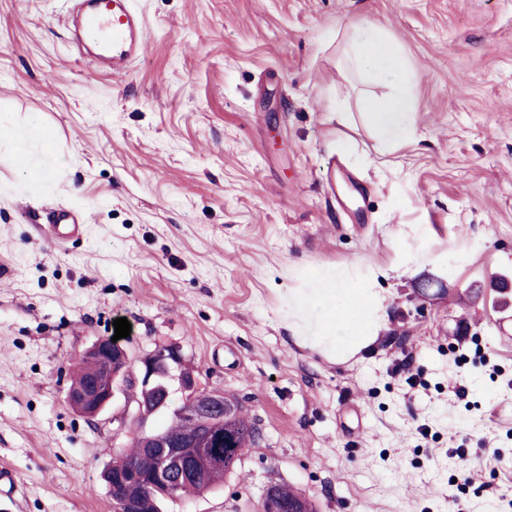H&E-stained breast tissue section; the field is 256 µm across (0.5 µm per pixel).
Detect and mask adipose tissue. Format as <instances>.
Instances as JSON below:
<instances>
[{
  "label": "adipose tissue",
  "mask_w": 512,
  "mask_h": 512,
  "mask_svg": "<svg viewBox=\"0 0 512 512\" xmlns=\"http://www.w3.org/2000/svg\"><path fill=\"white\" fill-rule=\"evenodd\" d=\"M350 61L354 68L373 78L387 77L397 90L390 96H367L360 102L361 114L375 132L383 155L394 153L417 137V102L406 85L402 47L379 26L356 33ZM298 308L319 307L316 320L306 330L319 344L334 350L354 343L372 323L374 295L361 288L348 270H328L320 274L308 295L295 298Z\"/></svg>",
  "instance_id": "obj_1"
}]
</instances>
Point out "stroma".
Masks as SVG:
<instances>
[{
  "mask_svg": "<svg viewBox=\"0 0 512 512\" xmlns=\"http://www.w3.org/2000/svg\"><path fill=\"white\" fill-rule=\"evenodd\" d=\"M73 5L0 0V512H113L124 402L91 421L65 392L121 317L132 359L180 346L259 430L223 485L164 512H262L273 484L317 512H512V321L491 289L512 276V0H134L143 50L116 76L70 41ZM371 25L418 101L390 167L359 101L393 86L343 64ZM48 149L66 165L25 190L20 155ZM333 161L367 187L365 222ZM56 209L84 224L60 246L40 233ZM338 266L382 303L340 359L294 339L286 305Z\"/></svg>",
  "mask_w": 512,
  "mask_h": 512,
  "instance_id": "35a3bbf8",
  "label": "stroma"
}]
</instances>
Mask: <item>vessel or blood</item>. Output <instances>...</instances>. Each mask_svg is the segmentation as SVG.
I'll list each match as a JSON object with an SVG mask.
<instances>
[{"label":"vessel or blood","mask_w":512,"mask_h":512,"mask_svg":"<svg viewBox=\"0 0 512 512\" xmlns=\"http://www.w3.org/2000/svg\"><path fill=\"white\" fill-rule=\"evenodd\" d=\"M83 5L77 27L83 40L95 48L90 63L101 71L123 72L142 51L145 23L141 13L132 0H83ZM42 230L49 240L63 243L78 236L82 226L75 215L60 211Z\"/></svg>","instance_id":"b4317fda"}]
</instances>
